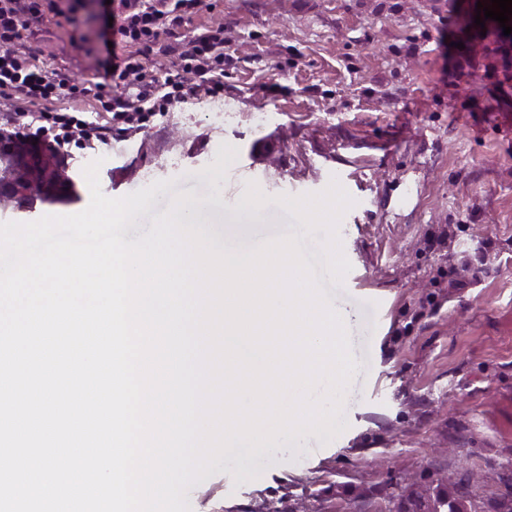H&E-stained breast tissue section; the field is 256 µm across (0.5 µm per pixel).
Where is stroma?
I'll list each match as a JSON object with an SVG mask.
<instances>
[{"mask_svg":"<svg viewBox=\"0 0 512 512\" xmlns=\"http://www.w3.org/2000/svg\"><path fill=\"white\" fill-rule=\"evenodd\" d=\"M195 28L224 26V89L150 117L110 144L70 147L76 177L60 200L0 202V222L83 211L82 172L100 161L102 192L118 198L158 180L192 193L210 233L245 250L298 235L300 210L341 189L321 241L346 259L338 306L349 312L359 367L347 393V429L216 466L186 493L191 512H397L407 484L463 487L472 512H495L512 487V83L484 68L452 75L448 53L482 57L475 0H207ZM71 21L28 33L46 69L104 77L101 0H62ZM223 107L216 118L215 107ZM279 149L261 163L252 145ZM222 172L219 190L207 177ZM266 204L226 224L239 196ZM382 321L361 334V297Z\"/></svg>","mask_w":512,"mask_h":512,"instance_id":"stroma-1","label":"stroma"}]
</instances>
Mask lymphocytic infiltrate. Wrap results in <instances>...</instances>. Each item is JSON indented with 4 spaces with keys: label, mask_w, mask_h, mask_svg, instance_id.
<instances>
[{
    "label": "lymphocytic infiltrate",
    "mask_w": 512,
    "mask_h": 512,
    "mask_svg": "<svg viewBox=\"0 0 512 512\" xmlns=\"http://www.w3.org/2000/svg\"><path fill=\"white\" fill-rule=\"evenodd\" d=\"M203 0H112L106 15L117 18L112 28L114 52L112 81L125 88L150 91L151 55L179 39L203 10ZM57 0H0V97L11 100L12 110L0 114V123L17 124L24 105H37L45 120L37 135H50L55 146L96 140L108 143L113 127L90 126L59 109L60 101L78 97L95 100L101 111L112 113L129 128H141L145 113L118 94H109L103 83H89L62 72H49L24 43L31 23L60 16ZM224 28L217 25L194 35L167 70V92L152 109L171 106L200 94L216 95L224 89Z\"/></svg>",
    "instance_id": "lymphocytic-infiltrate-1"
}]
</instances>
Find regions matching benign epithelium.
Segmentation results:
<instances>
[{
    "mask_svg": "<svg viewBox=\"0 0 512 512\" xmlns=\"http://www.w3.org/2000/svg\"><path fill=\"white\" fill-rule=\"evenodd\" d=\"M0 159L6 167L0 172V196L25 200L35 196L45 201L59 198L58 189L71 183L49 144L20 141L0 133Z\"/></svg>",
    "mask_w": 512,
    "mask_h": 512,
    "instance_id": "7a95c632",
    "label": "benign epithelium"
}]
</instances>
